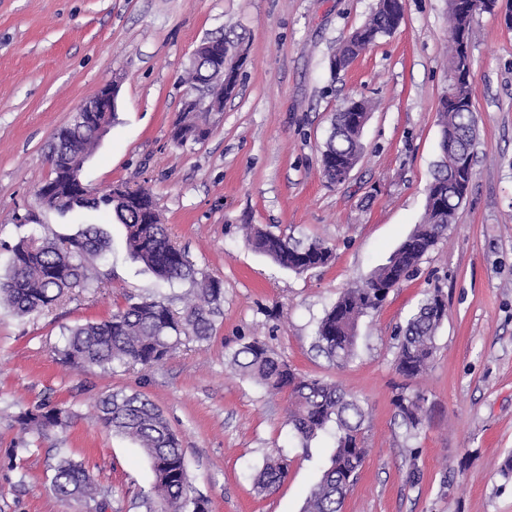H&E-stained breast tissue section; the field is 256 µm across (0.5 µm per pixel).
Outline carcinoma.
Masks as SVG:
<instances>
[{"mask_svg": "<svg viewBox=\"0 0 512 512\" xmlns=\"http://www.w3.org/2000/svg\"><path fill=\"white\" fill-rule=\"evenodd\" d=\"M498 0H450L448 4V92L440 101L441 160L427 195L421 222L362 283L347 289L321 318L315 344L334 364L343 366L356 355L359 319L378 310L389 292L418 272L423 258L446 238L450 224L465 201L473 180V158L477 145V121L473 111L475 86L471 59L462 54L461 42L472 44L474 18L482 10L492 11ZM404 17L402 0H378L371 18L351 32L330 57L331 69L348 67L381 36L392 34ZM224 55L234 58L245 52L244 38L234 30L224 33ZM365 100H352L335 113L332 129L320 152L324 177L332 184L357 164L364 146L361 124L356 118L369 113ZM92 113L83 125L60 128L51 151L56 156L53 177L45 183L55 202L49 207L66 212L74 208H105L122 224L133 259L158 279L187 282L192 288L180 311L162 300L142 299L117 311L106 320L68 329L57 354L65 363L83 367L110 368L115 364L153 366L166 359L181 337L208 340L221 314L224 288L221 281L198 279L197 270L182 248L174 245L161 224L157 203L146 188L119 195L113 189L95 192L86 199L77 193L72 172L83 168L99 140L98 120ZM245 240L252 249L294 273L324 267L334 259L333 248L319 239L305 242L285 232H274L253 224L245 226ZM108 247L103 232L88 226L62 239L24 236L11 247V263L0 277V304L23 316L47 309L65 296L101 283L95 260ZM435 290L426 295L397 336L395 366L407 378L423 374L433 363L437 332L447 317L437 304ZM241 377L253 381L269 394L288 395L289 432L301 448L326 434L333 440L330 465L306 497L302 512H342L346 495L368 455L362 402L339 385L299 374L266 342L254 338L240 345L229 360ZM396 416L408 434L417 432L426 417V398L421 393L396 392L392 399ZM71 410L63 404H40L17 416L24 430L43 434L65 428ZM96 420L113 432L132 439L149 460L154 477L156 508L153 512H208L202 498L187 496L189 474L185 452L163 413L136 392L115 391L99 402ZM288 476V458L268 456L254 479L259 494L272 492ZM50 485L65 501L93 500L98 487L81 464L60 459L52 468Z\"/></svg>", "mask_w": 512, "mask_h": 512, "instance_id": "obj_1", "label": "carcinoma"}]
</instances>
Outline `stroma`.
I'll use <instances>...</instances> for the list:
<instances>
[{"label":"stroma","instance_id":"stroma-1","mask_svg":"<svg viewBox=\"0 0 512 512\" xmlns=\"http://www.w3.org/2000/svg\"><path fill=\"white\" fill-rule=\"evenodd\" d=\"M377 0H0V273L28 234L68 237L100 227L109 249L100 286L25 317L0 307V512H95L50 486L60 457L83 463L104 512H149L153 474L129 438L95 421L107 394L138 392L169 421L185 451L189 495L208 512H300L333 452L327 438L299 448L285 424L288 398L235 375L227 359L265 340L298 372L363 400L369 456L342 512H512V27L501 11L475 18L470 47L479 126L474 178L447 239L421 272L359 323L345 366L313 347L325 310L385 263L418 224L441 149L439 100L448 88V0H405L400 27L346 69L329 57ZM236 26L248 45L235 93L208 138L175 146L182 81L201 40ZM116 118L82 170L89 187L153 193L171 240L200 276L221 280L211 338L184 340L150 368L61 364L68 328L128 301L181 308L186 283L157 279L129 254L110 212L43 207L56 131L108 82ZM373 109L364 152L347 181L327 183L319 149L330 117L352 99ZM277 226L335 245L328 266L296 274L247 247L244 225ZM441 289L448 309L432 368L409 380L395 368V336L418 303ZM425 395L427 417L408 435L392 405L398 389ZM66 404L64 429L40 438L16 417L44 401ZM280 451L287 478L256 494L264 457ZM420 478L409 484L410 470Z\"/></svg>","mask_w":512,"mask_h":512}]
</instances>
